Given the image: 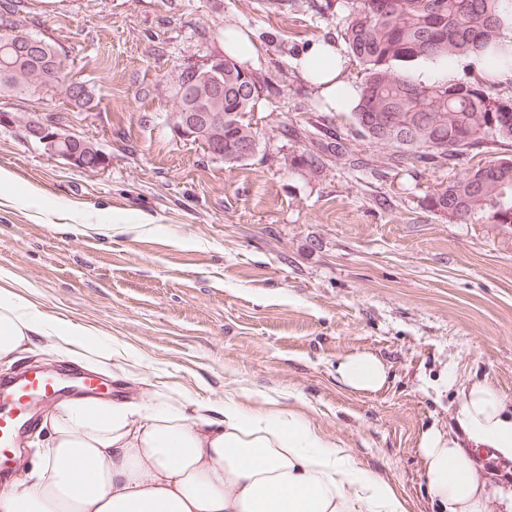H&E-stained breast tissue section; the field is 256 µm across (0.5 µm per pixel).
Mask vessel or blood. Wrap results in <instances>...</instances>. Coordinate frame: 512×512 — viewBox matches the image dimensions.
Masks as SVG:
<instances>
[{"label":"vessel or blood","mask_w":512,"mask_h":512,"mask_svg":"<svg viewBox=\"0 0 512 512\" xmlns=\"http://www.w3.org/2000/svg\"><path fill=\"white\" fill-rule=\"evenodd\" d=\"M102 385L100 377L87 372L60 376L36 365L0 378V481L14 476L18 441L43 407L67 393L96 397Z\"/></svg>","instance_id":"obj_1"}]
</instances>
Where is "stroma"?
<instances>
[{
    "instance_id": "35a3bbf8",
    "label": "stroma",
    "mask_w": 512,
    "mask_h": 512,
    "mask_svg": "<svg viewBox=\"0 0 512 512\" xmlns=\"http://www.w3.org/2000/svg\"><path fill=\"white\" fill-rule=\"evenodd\" d=\"M322 0H25L20 23L67 52L60 89L0 95V111L62 119L94 136L109 167L90 174L0 127V272L48 315L93 328L117 351L108 379L140 393L124 351L149 381L196 398L262 392L304 409L362 467L425 505L420 431L450 425L458 382L479 378L512 398V227L452 224L426 207L451 176L413 160L383 169V149L350 113L328 111L298 60L331 40ZM236 27L254 40L245 68L270 79L254 119L261 145L226 163L168 123L174 77L224 53ZM333 129L362 165L321 176L288 171L303 149L288 128ZM38 193L46 211L29 206ZM371 352L386 389L352 393L336 364Z\"/></svg>"
}]
</instances>
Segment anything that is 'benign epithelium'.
I'll return each mask as SVG.
<instances>
[{
	"label": "benign epithelium",
	"mask_w": 512,
	"mask_h": 512,
	"mask_svg": "<svg viewBox=\"0 0 512 512\" xmlns=\"http://www.w3.org/2000/svg\"><path fill=\"white\" fill-rule=\"evenodd\" d=\"M218 62L217 57L205 60L193 69V74L175 85L179 107L170 113V123L180 138L201 146L220 160L235 163L257 153L260 136L252 125L248 131H240L237 139L224 140V67ZM0 119L11 121L9 127L21 129L47 155L64 159L85 172L98 173L108 165V157L95 138L73 133L60 122L37 114L4 115Z\"/></svg>",
	"instance_id": "obj_1"
}]
</instances>
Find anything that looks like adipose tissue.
<instances>
[{
    "label": "adipose tissue",
    "instance_id": "obj_1",
    "mask_svg": "<svg viewBox=\"0 0 512 512\" xmlns=\"http://www.w3.org/2000/svg\"><path fill=\"white\" fill-rule=\"evenodd\" d=\"M305 76L330 109L347 111L356 89L346 61L324 42L304 58ZM44 339L45 350L105 372L110 343L92 328L47 315L0 273V362ZM347 390L374 393L388 382L381 359L349 354L336 365ZM456 430L432 425L416 450L430 512H512L482 462H512V402L482 381L459 384ZM39 462L0 486V512H414L404 487L354 461L303 410L244 392L193 399L160 383L139 401L60 400Z\"/></svg>",
    "mask_w": 512,
    "mask_h": 512
}]
</instances>
